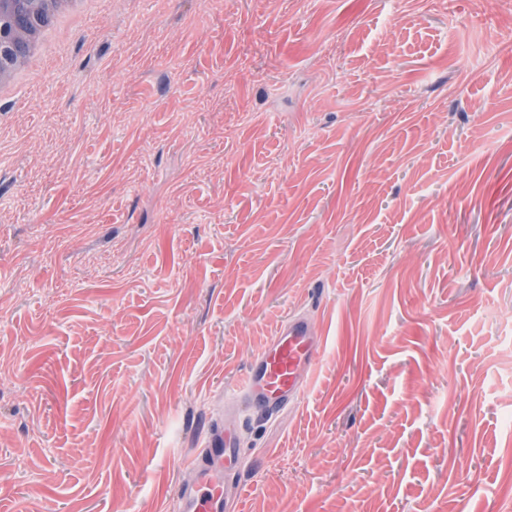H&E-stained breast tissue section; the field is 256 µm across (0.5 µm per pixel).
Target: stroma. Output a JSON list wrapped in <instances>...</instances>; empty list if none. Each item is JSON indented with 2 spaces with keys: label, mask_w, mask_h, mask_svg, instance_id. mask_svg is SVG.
Here are the masks:
<instances>
[{
  "label": "stroma",
  "mask_w": 512,
  "mask_h": 512,
  "mask_svg": "<svg viewBox=\"0 0 512 512\" xmlns=\"http://www.w3.org/2000/svg\"><path fill=\"white\" fill-rule=\"evenodd\" d=\"M0 127V512H179L208 415L233 512H512V0L94 2ZM321 350L322 342L306 320L287 318L252 359L235 390L238 402L259 416H271L293 403L302 392V375L316 365Z\"/></svg>",
  "instance_id": "obj_1"
}]
</instances>
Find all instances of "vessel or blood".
<instances>
[{
	"label": "vessel or blood",
	"mask_w": 512,
	"mask_h": 512,
	"mask_svg": "<svg viewBox=\"0 0 512 512\" xmlns=\"http://www.w3.org/2000/svg\"><path fill=\"white\" fill-rule=\"evenodd\" d=\"M322 342L309 323L292 316L251 361L236 387L238 401L251 413L270 416L301 394V377L321 357ZM239 454L233 434L220 423H208L201 451L190 463L197 474L194 487L180 489L179 512H227L224 474Z\"/></svg>",
	"instance_id": "obj_1"
}]
</instances>
